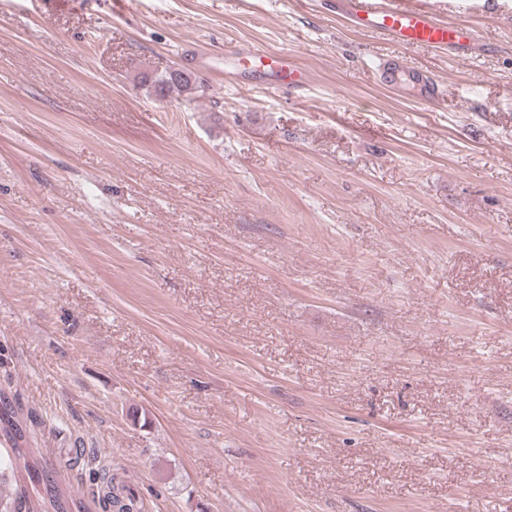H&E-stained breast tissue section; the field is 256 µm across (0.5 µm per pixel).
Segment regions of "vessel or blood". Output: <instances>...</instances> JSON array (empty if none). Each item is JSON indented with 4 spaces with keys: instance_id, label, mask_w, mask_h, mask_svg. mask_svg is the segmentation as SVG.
I'll return each mask as SVG.
<instances>
[{
    "instance_id": "1",
    "label": "vessel or blood",
    "mask_w": 512,
    "mask_h": 512,
    "mask_svg": "<svg viewBox=\"0 0 512 512\" xmlns=\"http://www.w3.org/2000/svg\"><path fill=\"white\" fill-rule=\"evenodd\" d=\"M328 5L356 28L397 45V52L379 58L375 70L385 87L421 105L440 104L443 85L428 71L408 68L401 49L427 48L463 59L478 47L470 25L445 20L425 0H329ZM242 60L265 69L268 88L285 86L299 91L307 84L306 70L292 55H274L254 47L244 53Z\"/></svg>"
}]
</instances>
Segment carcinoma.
<instances>
[{
	"label": "carcinoma",
	"mask_w": 512,
	"mask_h": 512,
	"mask_svg": "<svg viewBox=\"0 0 512 512\" xmlns=\"http://www.w3.org/2000/svg\"><path fill=\"white\" fill-rule=\"evenodd\" d=\"M170 68L150 81L155 95L167 98L176 93L190 102L200 86L193 77L181 78ZM29 417L14 394L0 389V485L13 477L12 493L0 494V512H84L82 501L66 492L57 479L46 472L36 457L29 438ZM105 512H130L131 504L120 500L114 487L103 492Z\"/></svg>",
	"instance_id": "cac0c4a2"
}]
</instances>
